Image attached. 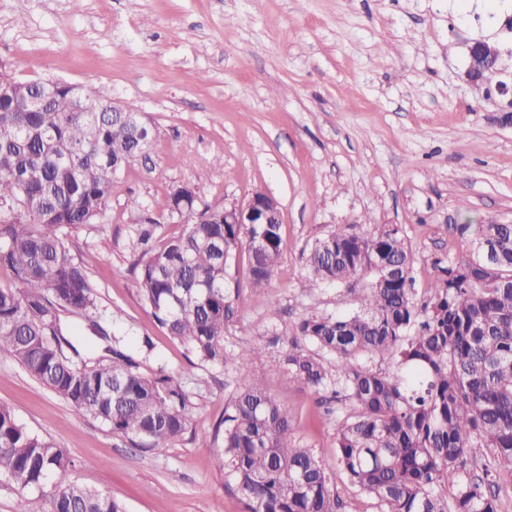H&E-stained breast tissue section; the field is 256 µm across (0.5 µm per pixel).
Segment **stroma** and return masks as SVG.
<instances>
[{
  "label": "stroma",
  "instance_id": "stroma-1",
  "mask_svg": "<svg viewBox=\"0 0 512 512\" xmlns=\"http://www.w3.org/2000/svg\"><path fill=\"white\" fill-rule=\"evenodd\" d=\"M500 38L487 0H0V60L22 81L57 79L108 88L151 121L149 163L127 166L112 185L106 220L71 231L98 303L112 313L109 339L75 326L80 353L106 345L137 355L149 377L168 376L189 399L186 433L162 454L133 447L109 427L76 415L0 352V403L74 463L50 475L111 496L125 512H244L224 481L211 440L243 382L234 360L204 365L158 325L131 286L139 202L163 222L155 243L180 236L165 221L172 187L193 186L200 205H230L263 191L281 204L283 254L268 288L248 287L239 256L225 285L245 303L224 345L267 350L253 367L293 417L292 436L336 465L337 414L288 377L280 331L310 314H343L371 281L309 290L306 258L331 233L395 224L412 255L413 295L424 304L435 259L472 247L461 224L512 220V126L501 98L462 79L467 40ZM277 303L278 319L269 316Z\"/></svg>",
  "mask_w": 512,
  "mask_h": 512
}]
</instances>
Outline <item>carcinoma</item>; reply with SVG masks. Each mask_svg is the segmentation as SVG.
Returning <instances> with one entry per match:
<instances>
[{
  "mask_svg": "<svg viewBox=\"0 0 512 512\" xmlns=\"http://www.w3.org/2000/svg\"><path fill=\"white\" fill-rule=\"evenodd\" d=\"M108 89L90 92L72 111L57 91L39 112H7L0 101V351L79 416L91 417L153 454L172 447L189 425L188 398L166 377L149 378L136 357L117 347L85 360L71 341L70 318H83L101 338L95 287L71 256L64 229L97 221L112 199V164L127 159L136 132L112 113ZM221 212L160 248L153 227L139 232L132 264L135 290L168 335L204 364L228 355L224 333L242 290L224 287L241 244V225ZM476 252L434 261L432 295L417 308L411 253L396 225L375 233L334 232L318 241L304 287L375 276L353 313L311 314L291 331L284 370L319 393L344 395L351 409L336 428V463L349 484L377 501L378 512H497V468L512 471V224H461ZM250 286L268 287L282 256L280 225L250 228ZM247 382L215 430L224 475L245 512H345L336 473L292 439L288 409L252 366L266 350L246 342L234 354ZM393 360V368L376 360ZM476 448L494 451V466L471 474ZM71 459L29 432L0 404V476L23 490L42 488ZM460 474L452 501L436 489ZM46 512H124L110 496L61 484Z\"/></svg>",
  "mask_w": 512,
  "mask_h": 512,
  "instance_id": "carcinoma-1",
  "label": "carcinoma"
}]
</instances>
